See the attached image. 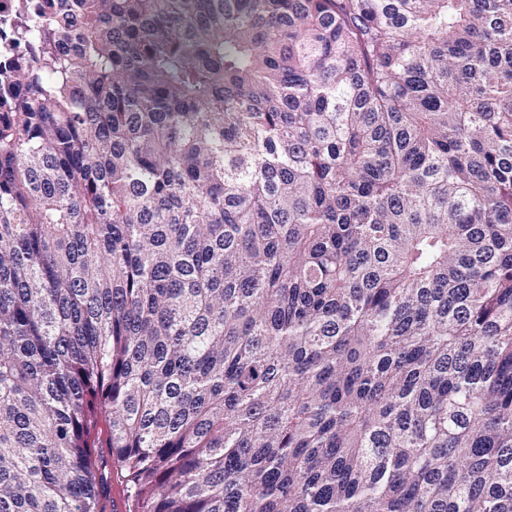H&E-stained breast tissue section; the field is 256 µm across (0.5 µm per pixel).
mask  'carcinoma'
<instances>
[{"mask_svg":"<svg viewBox=\"0 0 512 512\" xmlns=\"http://www.w3.org/2000/svg\"><path fill=\"white\" fill-rule=\"evenodd\" d=\"M10 35L0 512H512V0Z\"/></svg>","mask_w":512,"mask_h":512,"instance_id":"cac0c4a2","label":"carcinoma"}]
</instances>
